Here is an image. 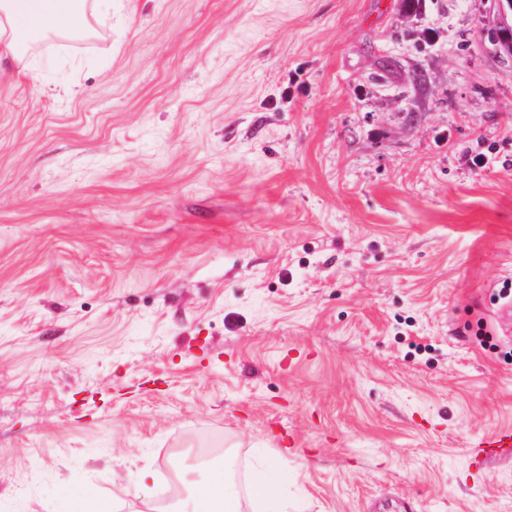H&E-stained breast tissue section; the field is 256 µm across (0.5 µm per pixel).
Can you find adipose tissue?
Masks as SVG:
<instances>
[{"mask_svg":"<svg viewBox=\"0 0 512 512\" xmlns=\"http://www.w3.org/2000/svg\"><path fill=\"white\" fill-rule=\"evenodd\" d=\"M88 27L87 0H0V61L22 63L39 37L83 33ZM283 469L262 467L252 485L259 512H288L282 490ZM184 512H239L236 490L223 469L209 470L193 484Z\"/></svg>","mask_w":512,"mask_h":512,"instance_id":"ef3b65f1","label":"adipose tissue"}]
</instances>
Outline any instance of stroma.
Segmentation results:
<instances>
[{"mask_svg":"<svg viewBox=\"0 0 512 512\" xmlns=\"http://www.w3.org/2000/svg\"><path fill=\"white\" fill-rule=\"evenodd\" d=\"M90 6L0 63V512H152L205 437L242 512L283 455L298 512H512L498 0ZM478 448H482V455L485 459L510 458L512 456V431L510 429L496 431L480 442Z\"/></svg>","mask_w":512,"mask_h":512,"instance_id":"1","label":"stroma"}]
</instances>
